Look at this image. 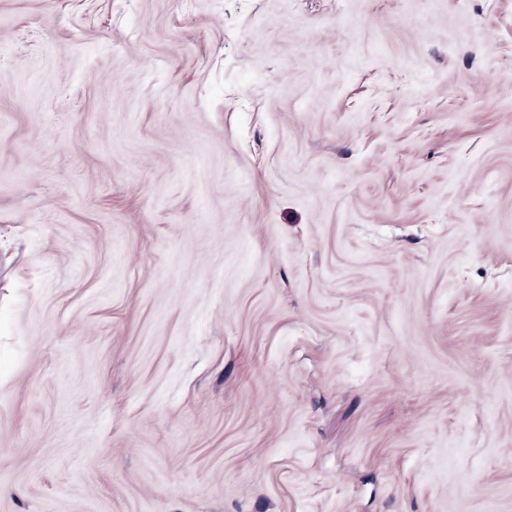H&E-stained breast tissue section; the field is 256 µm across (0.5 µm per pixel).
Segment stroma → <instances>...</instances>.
<instances>
[{"instance_id":"35a3bbf8","label":"stroma","mask_w":512,"mask_h":512,"mask_svg":"<svg viewBox=\"0 0 512 512\" xmlns=\"http://www.w3.org/2000/svg\"><path fill=\"white\" fill-rule=\"evenodd\" d=\"M0 512H512V0H0Z\"/></svg>"}]
</instances>
